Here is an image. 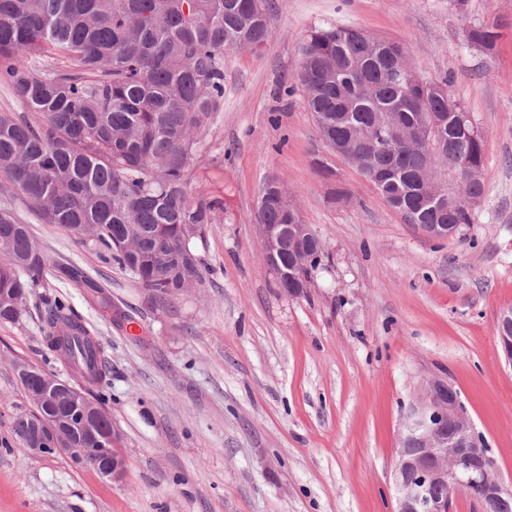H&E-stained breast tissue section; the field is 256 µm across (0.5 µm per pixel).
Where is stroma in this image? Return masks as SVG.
Here are the masks:
<instances>
[{"mask_svg": "<svg viewBox=\"0 0 512 512\" xmlns=\"http://www.w3.org/2000/svg\"><path fill=\"white\" fill-rule=\"evenodd\" d=\"M351 25L402 43L428 78L450 76L485 137V197L461 237L405 223L322 142L296 86L307 30ZM498 25L485 48L471 28ZM272 41L224 54V108L198 136L190 192L218 198L195 248L202 284L160 296L98 247L18 215L55 262L106 283L112 318L83 289H33L0 322V512H394L406 414L426 380L451 381L504 477H512V366L495 324L512 307V0H271ZM339 172L349 201L313 165ZM282 179L327 256L309 292L268 273L259 192ZM61 298L96 327L106 402L127 476L61 453L3 448L33 412L14 370L48 373L38 310Z\"/></svg>", "mask_w": 512, "mask_h": 512, "instance_id": "stroma-1", "label": "stroma"}]
</instances>
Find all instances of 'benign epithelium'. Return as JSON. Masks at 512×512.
<instances>
[{"mask_svg": "<svg viewBox=\"0 0 512 512\" xmlns=\"http://www.w3.org/2000/svg\"><path fill=\"white\" fill-rule=\"evenodd\" d=\"M461 178L458 169L432 168L429 182L436 188L434 198L446 200ZM265 263L272 273L283 253L290 251L303 259L305 266L315 260L306 253V246L318 243V253L325 252L320 238L307 224H260ZM501 341L512 344V308L502 311L497 319ZM454 430L448 432V421ZM40 456L67 453L83 463L105 471L114 482L126 477L122 457L113 448H33ZM398 461L393 472L396 492L394 512H450L448 494H432L429 488L451 487L458 495H470L472 488L482 489L474 498L478 512H496L499 506L512 500V481L501 474L496 459L461 401L459 391L450 382L434 379L410 407L397 448Z\"/></svg>", "mask_w": 512, "mask_h": 512, "instance_id": "7a95c632", "label": "benign epithelium"}]
</instances>
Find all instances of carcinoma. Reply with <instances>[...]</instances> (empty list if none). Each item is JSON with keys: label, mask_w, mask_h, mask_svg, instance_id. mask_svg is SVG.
<instances>
[{"label": "carcinoma", "mask_w": 512, "mask_h": 512, "mask_svg": "<svg viewBox=\"0 0 512 512\" xmlns=\"http://www.w3.org/2000/svg\"><path fill=\"white\" fill-rule=\"evenodd\" d=\"M269 0H0V84L26 108L0 112V181L22 196L42 224H56L83 244L106 250L121 268L161 296L202 283L193 240L203 236L217 198L193 194L187 172L197 134L224 104V52L261 51L273 38ZM494 26L471 29L483 47ZM297 80L323 142L331 152L368 164L367 179L383 178L379 193L409 224L472 223L473 198L484 184L463 183L440 207L421 174L427 163L483 167L484 136L451 88V78L419 80L399 42L353 26L310 30L299 44ZM73 60L80 72H47L40 62ZM442 124V148L428 156L414 147ZM293 212L264 183L258 223L291 224ZM87 289L101 317L112 298L78 265L51 260L29 225L0 207V321L16 323L44 274ZM41 333L51 356L98 386L109 360L93 327L68 303L45 304ZM18 376L36 412L12 422L16 443L32 448L44 412L37 385L49 374L23 365ZM74 399L62 388L57 443L77 445L64 423Z\"/></svg>", "instance_id": "cac0c4a2"}]
</instances>
